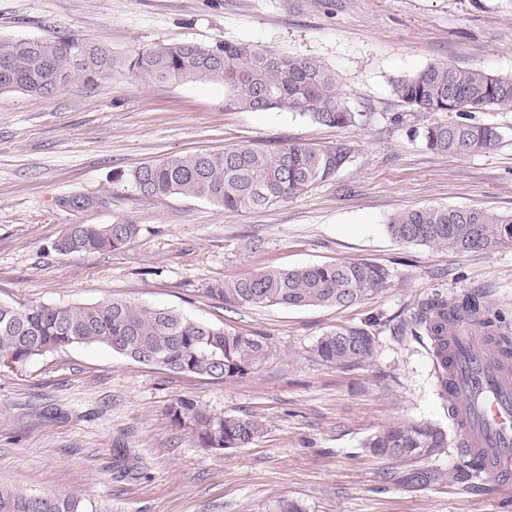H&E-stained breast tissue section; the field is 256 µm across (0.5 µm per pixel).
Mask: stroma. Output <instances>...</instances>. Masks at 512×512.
Listing matches in <instances>:
<instances>
[{
	"label": "stroma",
	"instance_id": "35a3bbf8",
	"mask_svg": "<svg viewBox=\"0 0 512 512\" xmlns=\"http://www.w3.org/2000/svg\"><path fill=\"white\" fill-rule=\"evenodd\" d=\"M72 35L124 59L163 43L220 41L312 57L336 74L357 127L297 112L224 108V87L144 82L117 70L49 97L0 93V301L122 299L255 336L269 359L217 381L76 345L0 366V485L73 495L83 512H512V487L469 465L441 395L431 342L411 320L433 298L478 297L482 321L512 337V242L457 253L396 242L400 211L512 213V109L474 113L501 138L451 157L413 131L425 120L394 78L448 63L512 76V0H0V38ZM350 144L335 178L264 210L143 196L124 174L173 155L240 144ZM122 179H114V172ZM129 221L120 250L62 254L72 224ZM366 260L390 274L348 307H229L211 284L266 268ZM365 328L370 355L348 368L312 354L330 330ZM252 416L243 448L207 450L171 425L172 399ZM443 430L448 446L411 462L372 455L398 422Z\"/></svg>",
	"mask_w": 512,
	"mask_h": 512
}]
</instances>
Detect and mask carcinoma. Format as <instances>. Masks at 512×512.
<instances>
[{
  "label": "carcinoma",
  "instance_id": "cac0c4a2",
  "mask_svg": "<svg viewBox=\"0 0 512 512\" xmlns=\"http://www.w3.org/2000/svg\"><path fill=\"white\" fill-rule=\"evenodd\" d=\"M121 67L142 81L181 80L221 83L224 108L298 112L330 127L356 126L367 115L350 111L336 87V75L313 58L283 56L268 49L231 42L209 46L157 44L118 62L101 45L74 37L56 40L0 39V92L49 95L63 86H86ZM393 93L432 119L414 130L425 146L467 156L491 148L497 127L470 121L469 114L491 107L512 109V77L448 64H434L392 80ZM456 112L460 120L434 118ZM353 148L347 143L312 148L239 145L221 152L178 155L145 163L129 174L149 196L181 195L203 199L229 212L270 208L306 193L336 176ZM398 242L456 252L491 251L512 241V215L477 208L423 207L399 213L387 224ZM140 233L137 224H72L60 253L119 250ZM388 271L371 262L341 261L291 269H265L216 283L206 292L229 307L348 306L382 288ZM480 301L460 303L434 298L423 304L415 325L433 346L434 357L448 349V323L474 318ZM373 339L366 329H336L313 348L322 362L347 367L364 360ZM75 345L105 346L137 360L149 351L159 367L226 380L256 371L266 361V345L246 336L193 321L169 309L109 299L87 305H14L0 302V366L23 364ZM173 425L189 428L201 447L223 450L250 445L262 432L256 419L212 416L187 398L166 408ZM378 456L418 460L447 447L443 431L427 423H398L366 443ZM0 512H81L75 496L47 495L41 500L0 487Z\"/></svg>",
  "mask_w": 512,
  "mask_h": 512
}]
</instances>
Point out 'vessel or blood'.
Wrapping results in <instances>:
<instances>
[{"label":"vessel or blood","instance_id":"vessel-or-blood-1","mask_svg":"<svg viewBox=\"0 0 512 512\" xmlns=\"http://www.w3.org/2000/svg\"><path fill=\"white\" fill-rule=\"evenodd\" d=\"M448 401L482 472L512 485V342L471 322L450 325Z\"/></svg>","mask_w":512,"mask_h":512}]
</instances>
